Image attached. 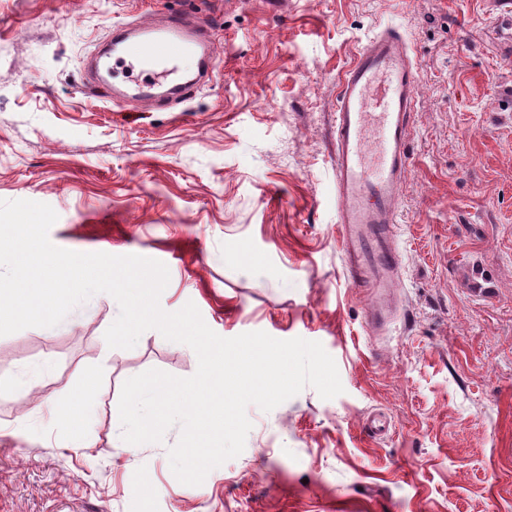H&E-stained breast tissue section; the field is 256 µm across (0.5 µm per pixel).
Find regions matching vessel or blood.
<instances>
[{"mask_svg": "<svg viewBox=\"0 0 512 512\" xmlns=\"http://www.w3.org/2000/svg\"><path fill=\"white\" fill-rule=\"evenodd\" d=\"M112 55L161 77L110 99L160 105L189 96L197 80L181 61L208 63L210 32L172 14L154 23H119L110 34ZM416 67L407 41L386 28L371 37L344 71L336 99L334 181L338 238L352 287L368 293L367 324L387 326L401 286L403 259L396 242L402 189L413 167L410 150L416 110Z\"/></svg>", "mask_w": 512, "mask_h": 512, "instance_id": "1", "label": "vessel or blood"}]
</instances>
